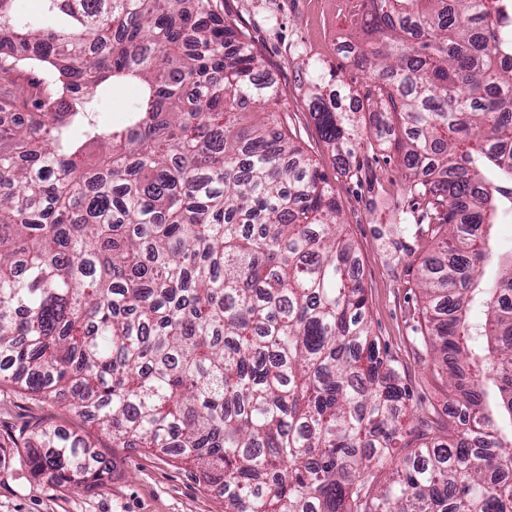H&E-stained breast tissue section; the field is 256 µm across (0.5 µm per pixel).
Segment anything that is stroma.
Wrapping results in <instances>:
<instances>
[{
    "instance_id": "obj_1",
    "label": "stroma",
    "mask_w": 512,
    "mask_h": 512,
    "mask_svg": "<svg viewBox=\"0 0 512 512\" xmlns=\"http://www.w3.org/2000/svg\"><path fill=\"white\" fill-rule=\"evenodd\" d=\"M223 7L247 30L264 68L283 92L288 125L299 145L336 190L343 231L355 246L366 287L369 319L382 347L402 369L411 405H445L444 385L426 368L416 333L422 306L417 270L426 251L420 228L398 231L399 217L420 214L398 158L366 139L357 152L356 174L341 173L310 112L311 66L338 73L361 95L374 85L343 49L362 21L360 0H223ZM40 77L36 68L0 74V108L15 111L19 100L35 93ZM36 422L86 439L97 465L106 469L102 483L72 490L36 475L25 462V449L12 445ZM0 512H224V496L195 465L140 448L113 447L110 435L81 420L66 404L42 402L2 382Z\"/></svg>"
}]
</instances>
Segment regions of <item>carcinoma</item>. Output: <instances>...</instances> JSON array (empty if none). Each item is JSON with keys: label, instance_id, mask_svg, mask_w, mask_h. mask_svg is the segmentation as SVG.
<instances>
[{"label": "carcinoma", "instance_id": "cac0c4a2", "mask_svg": "<svg viewBox=\"0 0 512 512\" xmlns=\"http://www.w3.org/2000/svg\"><path fill=\"white\" fill-rule=\"evenodd\" d=\"M0 0V51L42 88L0 118V379L66 400L115 448L193 462L224 512H512V17L502 0H365L364 97L314 68L310 107L349 171L363 126L425 203L422 341L471 428L414 419L367 317L336 194L288 128L249 34L213 0ZM127 84L124 122L97 120ZM481 308L483 318L472 319ZM28 463L102 477L36 423Z\"/></svg>", "mask_w": 512, "mask_h": 512}]
</instances>
